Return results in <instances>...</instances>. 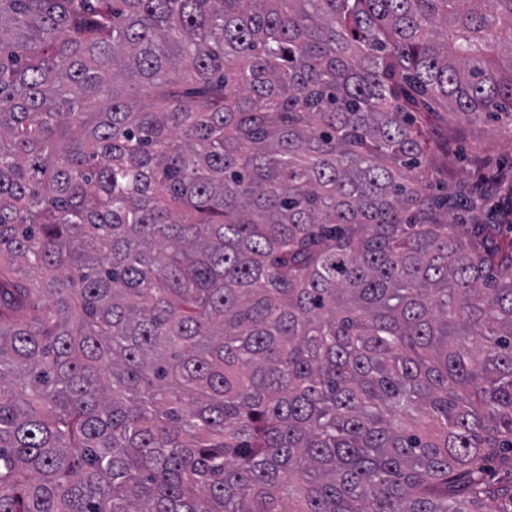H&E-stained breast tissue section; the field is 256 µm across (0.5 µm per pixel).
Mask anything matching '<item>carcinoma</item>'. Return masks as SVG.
Instances as JSON below:
<instances>
[{
  "label": "carcinoma",
  "instance_id": "cac0c4a2",
  "mask_svg": "<svg viewBox=\"0 0 512 512\" xmlns=\"http://www.w3.org/2000/svg\"><path fill=\"white\" fill-rule=\"evenodd\" d=\"M512 0H0V512L512 502ZM443 116L448 120V132H454L448 144V191L462 187L468 191L478 179L479 164L486 159L491 160L487 170L496 169L499 162L512 163V127L510 132L503 121L484 117Z\"/></svg>",
  "mask_w": 512,
  "mask_h": 512
}]
</instances>
